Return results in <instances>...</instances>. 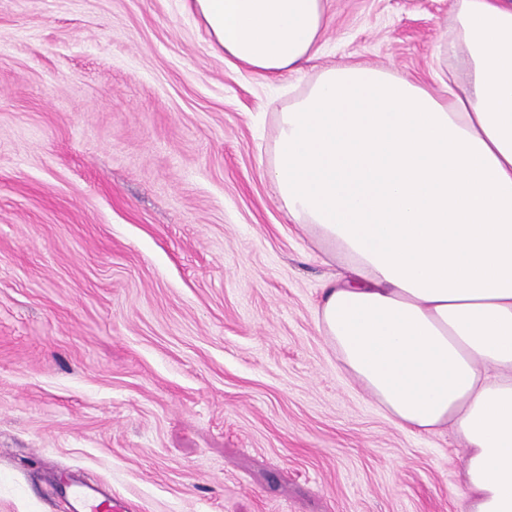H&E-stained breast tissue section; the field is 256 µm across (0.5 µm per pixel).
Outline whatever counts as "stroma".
<instances>
[{"instance_id": "stroma-1", "label": "stroma", "mask_w": 512, "mask_h": 512, "mask_svg": "<svg viewBox=\"0 0 512 512\" xmlns=\"http://www.w3.org/2000/svg\"><path fill=\"white\" fill-rule=\"evenodd\" d=\"M451 0H332L267 79L183 0H0V512H467L451 433L394 427L318 332L324 264L268 176L322 68L442 85ZM65 495L74 503L73 512H129L130 506L112 493H101L82 486H65Z\"/></svg>"}]
</instances>
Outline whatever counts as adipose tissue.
Here are the masks:
<instances>
[{
	"label": "adipose tissue",
	"instance_id": "1",
	"mask_svg": "<svg viewBox=\"0 0 512 512\" xmlns=\"http://www.w3.org/2000/svg\"><path fill=\"white\" fill-rule=\"evenodd\" d=\"M252 71L299 74L330 0H185ZM448 93L362 64L278 115L281 208L339 269L316 326L398 429L452 432L470 512H512V0H452Z\"/></svg>",
	"mask_w": 512,
	"mask_h": 512
}]
</instances>
